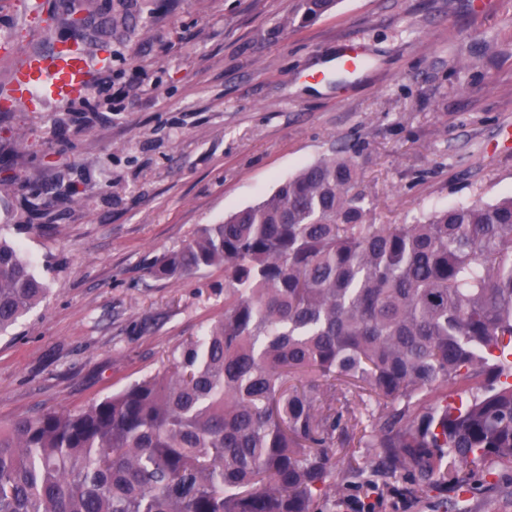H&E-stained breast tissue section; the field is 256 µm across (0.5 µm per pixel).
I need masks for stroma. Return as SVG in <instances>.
Instances as JSON below:
<instances>
[{
	"mask_svg": "<svg viewBox=\"0 0 512 512\" xmlns=\"http://www.w3.org/2000/svg\"><path fill=\"white\" fill-rule=\"evenodd\" d=\"M27 0H0L25 47ZM112 49L78 101L0 114V234L49 286L0 337V424L162 368L224 312V271L156 260L345 149L375 224L512 194V0H43ZM360 43L358 75L329 71ZM51 219L29 220L34 192Z\"/></svg>",
	"mask_w": 512,
	"mask_h": 512,
	"instance_id": "1",
	"label": "stroma"
}]
</instances>
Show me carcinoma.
<instances>
[{
  "label": "carcinoma",
  "instance_id": "1",
  "mask_svg": "<svg viewBox=\"0 0 512 512\" xmlns=\"http://www.w3.org/2000/svg\"><path fill=\"white\" fill-rule=\"evenodd\" d=\"M358 177L338 151L159 259L224 267V315L120 392L0 424V512H334L338 468L379 487L349 448L455 510L512 469V196L372 224ZM48 291L1 239L0 335Z\"/></svg>",
  "mask_w": 512,
  "mask_h": 512
}]
</instances>
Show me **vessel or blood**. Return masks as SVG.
Segmentation results:
<instances>
[{"mask_svg": "<svg viewBox=\"0 0 512 512\" xmlns=\"http://www.w3.org/2000/svg\"><path fill=\"white\" fill-rule=\"evenodd\" d=\"M12 65L0 82V112H41L51 103L82 97L112 53L84 41L55 39L50 25L34 30L30 44L10 53Z\"/></svg>", "mask_w": 512, "mask_h": 512, "instance_id": "vessel-or-blood-1", "label": "vessel or blood"}]
</instances>
